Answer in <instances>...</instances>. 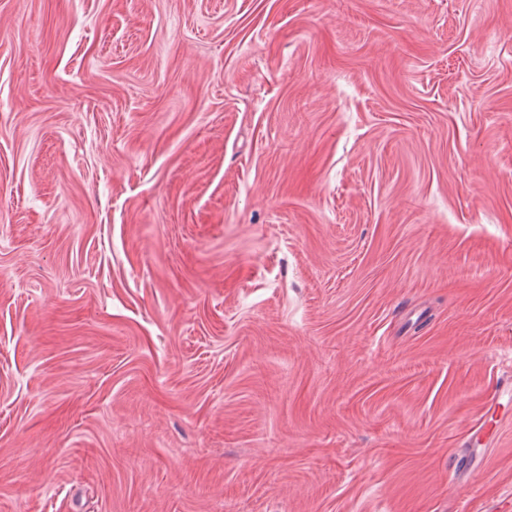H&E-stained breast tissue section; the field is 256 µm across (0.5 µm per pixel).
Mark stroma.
Returning <instances> with one entry per match:
<instances>
[{"label": "stroma", "instance_id": "stroma-1", "mask_svg": "<svg viewBox=\"0 0 512 512\" xmlns=\"http://www.w3.org/2000/svg\"><path fill=\"white\" fill-rule=\"evenodd\" d=\"M512 0H0V512H512Z\"/></svg>", "mask_w": 512, "mask_h": 512}]
</instances>
